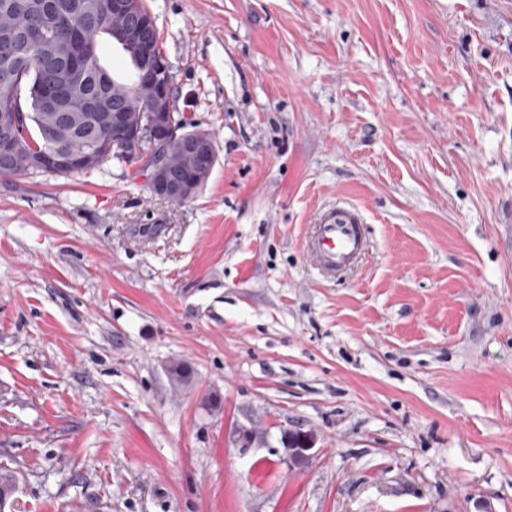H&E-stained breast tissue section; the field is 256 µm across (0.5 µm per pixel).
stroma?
<instances>
[{"mask_svg":"<svg viewBox=\"0 0 512 512\" xmlns=\"http://www.w3.org/2000/svg\"><path fill=\"white\" fill-rule=\"evenodd\" d=\"M145 3L217 161L0 177L13 512H512V0ZM362 220L352 206H336L318 219L307 247L323 269L335 274L355 262L366 250Z\"/></svg>","mask_w":512,"mask_h":512,"instance_id":"35a3bbf8","label":"stroma"}]
</instances>
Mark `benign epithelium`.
Returning a JSON list of instances; mask_svg holds the SVG:
<instances>
[{"mask_svg": "<svg viewBox=\"0 0 512 512\" xmlns=\"http://www.w3.org/2000/svg\"><path fill=\"white\" fill-rule=\"evenodd\" d=\"M112 10L124 18L112 35V42L136 51L142 80L149 88L145 105L138 113L112 107V114L108 116L112 132L121 153L139 154L154 195L174 202L188 199L196 194L213 170L217 159L215 142L207 131L188 129L172 112V77L164 54L156 51L151 38L152 32L157 30L152 14L140 10L138 0H114ZM62 75L63 83H49L39 90L48 112L61 111L69 93L88 82L89 60L80 54L74 55L63 63ZM15 126L14 122L0 125V157L7 160L25 150L14 134ZM145 143L149 144L146 152L142 150ZM174 146L192 160L190 174L186 176L176 175L167 161L168 152ZM27 157L30 168L46 172L88 170L100 162L95 152L72 154L59 149L34 151Z\"/></svg>", "mask_w": 512, "mask_h": 512, "instance_id": "obj_1", "label": "benign epithelium"}]
</instances>
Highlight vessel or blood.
<instances>
[{
    "mask_svg": "<svg viewBox=\"0 0 512 512\" xmlns=\"http://www.w3.org/2000/svg\"><path fill=\"white\" fill-rule=\"evenodd\" d=\"M361 224L358 211L346 205L328 210L319 217L308 250L326 272L343 271L365 252Z\"/></svg>",
    "mask_w": 512,
    "mask_h": 512,
    "instance_id": "1",
    "label": "vessel or blood"
}]
</instances>
